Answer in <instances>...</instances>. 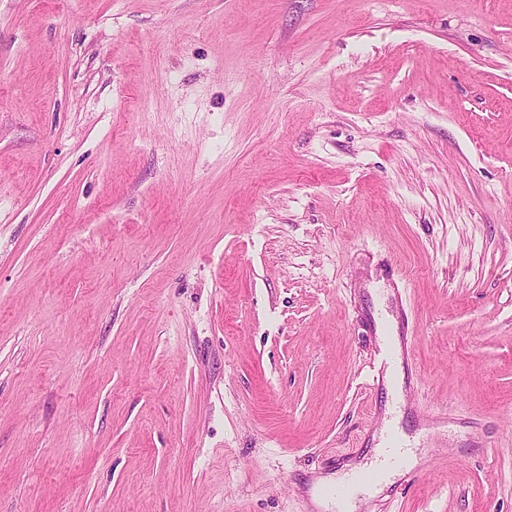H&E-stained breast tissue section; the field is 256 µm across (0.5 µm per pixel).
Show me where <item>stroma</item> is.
Returning a JSON list of instances; mask_svg holds the SVG:
<instances>
[{
	"label": "stroma",
	"instance_id": "1",
	"mask_svg": "<svg viewBox=\"0 0 512 512\" xmlns=\"http://www.w3.org/2000/svg\"><path fill=\"white\" fill-rule=\"evenodd\" d=\"M512 512V0H0V512ZM386 313L387 316L380 318L379 321H376L375 325L377 336L383 337L380 340L378 350L381 358L380 367L378 370L372 371V387L381 386L387 389V386L392 388L396 386L395 378L388 376L385 369L387 359L395 352L393 341L389 340L388 336H397L399 348L408 359L410 329L407 314L405 311L398 309L397 305L393 304V301L388 306Z\"/></svg>",
	"mask_w": 512,
	"mask_h": 512
}]
</instances>
